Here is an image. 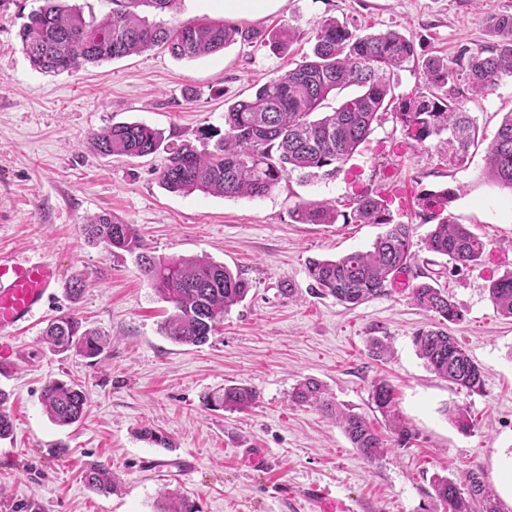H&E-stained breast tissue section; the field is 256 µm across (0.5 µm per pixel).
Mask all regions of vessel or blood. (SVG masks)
<instances>
[{
    "instance_id": "vessel-or-blood-1",
    "label": "vessel or blood",
    "mask_w": 512,
    "mask_h": 512,
    "mask_svg": "<svg viewBox=\"0 0 512 512\" xmlns=\"http://www.w3.org/2000/svg\"><path fill=\"white\" fill-rule=\"evenodd\" d=\"M60 280L59 269L50 259L37 261L0 260V361L13 354L10 337L49 304ZM311 512H355L354 504L331 501L326 488L307 490Z\"/></svg>"
}]
</instances>
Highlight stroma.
Wrapping results in <instances>:
<instances>
[{
	"instance_id": "1",
	"label": "stroma",
	"mask_w": 512,
	"mask_h": 512,
	"mask_svg": "<svg viewBox=\"0 0 512 512\" xmlns=\"http://www.w3.org/2000/svg\"><path fill=\"white\" fill-rule=\"evenodd\" d=\"M37 4L0 7V259L46 256L61 275L51 306L13 337L16 355L0 369L13 422L11 436L0 439V512L30 500L41 512H159L166 489L200 512H309L304 491L312 485L353 502L356 512H442L433 475L475 469L493 476L499 458L512 456V319L496 312L488 285L512 270V190L484 178L483 167L487 145L512 112V77L466 97L478 144L463 166L449 164L446 144L405 139L385 113L336 175L294 174L261 198L171 194L158 175L169 148L187 141L212 148L204 131L223 130L229 105L301 62L324 19L363 34L396 30L419 57H452L464 46L493 44L487 20L512 14V0H280L263 15L233 17L260 36L221 52L176 59L154 48L59 75L34 70L21 50L19 28ZM283 27L296 39L273 51L261 37ZM126 122L161 129L162 147L143 158L90 148L95 133ZM385 182L400 188L388 199L395 222L414 227L415 272L438 277L463 315L448 332L484 369L481 393L460 391L418 357L413 336L436 320L411 302L413 277L355 307L310 288L308 260L367 250L384 228L298 224L294 206L341 205ZM447 187L458 192L449 208L455 222L487 244L481 261L466 268L422 244L434 221L417 198ZM103 212L134 225L154 254L207 257L249 280L248 295L207 344L180 346L161 335L171 305L131 255L83 234L88 218ZM76 279L86 287L73 298L67 288ZM63 314L106 335L102 355L59 354L44 344L47 324ZM373 337L388 343L391 357L370 354ZM305 377L323 382L384 438L388 427L370 394L376 379L389 380L416 440L367 464L320 410L290 402ZM53 380L75 381L85 392L79 423L60 426L47 416L41 392ZM240 383L259 396L252 409L205 406L209 392ZM455 405L474 418L470 433L449 420ZM146 427L164 433L168 447L142 439ZM246 448L263 449V461H243ZM186 460L194 469L185 480L175 471ZM93 464L111 469L116 491L86 487L81 475Z\"/></svg>"
}]
</instances>
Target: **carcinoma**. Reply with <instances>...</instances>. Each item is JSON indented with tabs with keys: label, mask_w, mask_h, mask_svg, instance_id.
<instances>
[{
	"label": "carcinoma",
	"mask_w": 512,
	"mask_h": 512,
	"mask_svg": "<svg viewBox=\"0 0 512 512\" xmlns=\"http://www.w3.org/2000/svg\"><path fill=\"white\" fill-rule=\"evenodd\" d=\"M175 0H112V12L101 22H88L79 8L66 0H42L19 29L22 52L30 66L44 73L76 70L87 64L114 60L164 47L177 59H194L218 53L237 38L254 36L222 20H197L176 26L151 22L139 14L142 6L164 12ZM497 37L491 47L464 48L453 59L432 56L423 61V90L398 104L395 121L405 136L419 145L447 136L451 158L460 165L469 159L475 138V122L465 110L458 85L480 93L505 76H512V15L488 20ZM294 39L287 28L269 39L273 49H286ZM415 57L413 42L396 31L358 36L334 18L324 20L315 35L311 54L283 75L260 85L245 101L224 112V134L211 151H199L186 142L169 152L159 173L165 190L174 194L195 191L226 198L262 197L283 179L298 173L302 179L330 176L357 150L371 132L379 114L393 99L392 78ZM357 92L330 112L323 111L330 94L347 87ZM165 137L143 123H120L96 133L90 142L102 155L145 157L159 150ZM484 176L512 189V112L503 118L485 154ZM457 198L453 189L427 191L423 210L435 218ZM298 224H335L352 220L382 224L386 230L366 251H354L337 259L311 260L307 273L311 289L345 305H358L387 293L401 273L412 271L413 225L396 224L387 204L378 195L364 194L353 200L346 214L336 205L303 201L293 209ZM88 240L136 258L142 276L155 288L172 313L161 333L174 343L204 345L224 320V313L240 303L250 290L239 273L210 258L159 257L148 251L137 230L112 213L98 214L84 224ZM424 248L457 265L476 264L486 243L464 224L444 217L423 240ZM489 299L497 313L512 317V270L493 279ZM413 304L433 314L438 322H459L462 314L448 289L420 282L410 289ZM44 342L57 353L75 351L96 358L104 350L102 335L82 329L78 319L61 316L47 326ZM418 356L439 377L468 393L484 384V369L475 363L455 337L443 328L419 330L413 337ZM49 418L60 426L79 422L86 396L74 382L50 381L41 395ZM258 399L244 384L227 385L207 397L206 405L224 411H243ZM374 409L381 414L400 447L415 439V432L396 408L394 390L380 379L371 389ZM299 406L320 409L343 430L352 448L368 463L384 454V442L361 414L335 403L326 386L314 378L299 381L291 393ZM448 416L464 432L474 427L469 410L448 408ZM94 490L116 486L112 471L94 464L83 473ZM434 497L443 512H501L485 476L466 470L452 479L432 478ZM162 512H196L188 499L165 490Z\"/></svg>",
	"instance_id": "obj_1"
}]
</instances>
